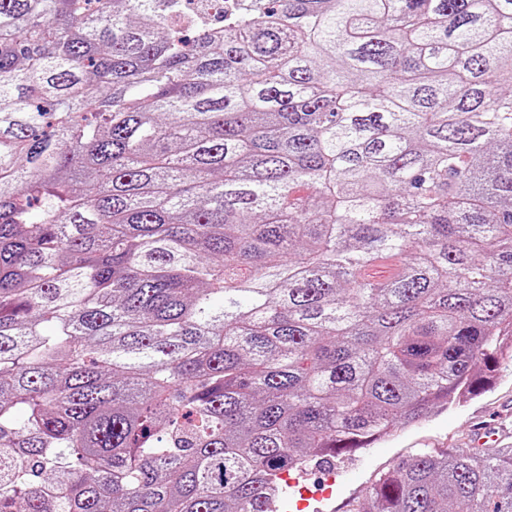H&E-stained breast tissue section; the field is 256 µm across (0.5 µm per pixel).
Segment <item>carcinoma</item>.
<instances>
[{
	"mask_svg": "<svg viewBox=\"0 0 512 512\" xmlns=\"http://www.w3.org/2000/svg\"><path fill=\"white\" fill-rule=\"evenodd\" d=\"M505 358L512 0H0V512H271ZM353 512H512V448ZM384 265L383 267H364L358 273L362 278L373 283H385L397 275L400 263L397 259H389L384 262ZM279 477L282 480V490L287 493L284 499H288V505L290 504L291 495L295 492L299 494V498L295 501L296 511L292 512H302L303 510L310 508L311 499L317 503H322L324 500H328L332 496V490L329 488L324 492L320 489L317 493H312L305 483V480L309 477L305 470L293 475H290L286 470L283 471ZM308 510L312 511V508Z\"/></svg>",
	"mask_w": 512,
	"mask_h": 512,
	"instance_id": "carcinoma-1",
	"label": "carcinoma"
}]
</instances>
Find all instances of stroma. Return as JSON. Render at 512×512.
<instances>
[{"label": "stroma", "instance_id": "35a3bbf8", "mask_svg": "<svg viewBox=\"0 0 512 512\" xmlns=\"http://www.w3.org/2000/svg\"><path fill=\"white\" fill-rule=\"evenodd\" d=\"M487 422L495 424L512 445V362H501L495 384L481 395L448 408L431 409L413 426L355 451L351 464L357 467L359 479L343 487L342 497L357 501L363 486L371 485L394 461L418 449L451 452L474 447L478 427Z\"/></svg>", "mask_w": 512, "mask_h": 512}]
</instances>
